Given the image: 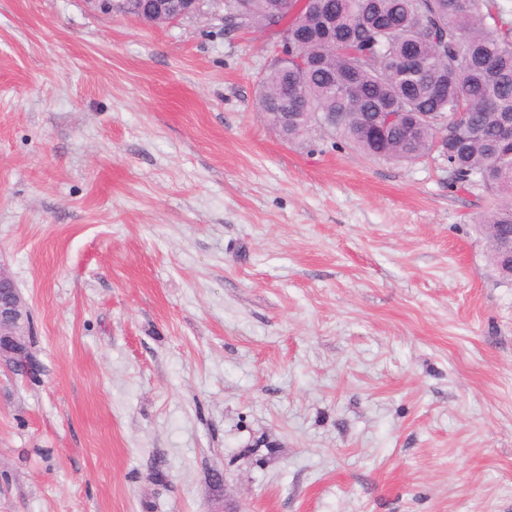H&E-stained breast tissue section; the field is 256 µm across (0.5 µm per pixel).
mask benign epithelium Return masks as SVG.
Returning <instances> with one entry per match:
<instances>
[{
	"label": "benign epithelium",
	"instance_id": "7a95c632",
	"mask_svg": "<svg viewBox=\"0 0 512 512\" xmlns=\"http://www.w3.org/2000/svg\"><path fill=\"white\" fill-rule=\"evenodd\" d=\"M100 10H119L138 17L142 22L158 26L181 18L197 15L204 0H87ZM336 116L315 114L311 129L324 136L333 135ZM491 247L507 261V268L500 269L504 278H512V240L499 238ZM32 314L28 300L16 287L9 271L0 265V368L14 374L33 378L37 374L36 361L30 351Z\"/></svg>",
	"mask_w": 512,
	"mask_h": 512
}]
</instances>
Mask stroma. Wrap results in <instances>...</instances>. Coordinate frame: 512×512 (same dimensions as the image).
<instances>
[{"label":"stroma","mask_w":512,"mask_h":512,"mask_svg":"<svg viewBox=\"0 0 512 512\" xmlns=\"http://www.w3.org/2000/svg\"><path fill=\"white\" fill-rule=\"evenodd\" d=\"M224 7L0 0V512H512V282L446 167L258 111ZM205 0H145L140 5L134 0H88L100 10H119L133 14L142 22L158 26L181 18L197 15ZM143 3V6L141 4ZM32 314L28 300L9 271L0 265V368L34 378L36 361L30 351Z\"/></svg>","instance_id":"1"}]
</instances>
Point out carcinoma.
I'll use <instances>...</instances> for the list:
<instances>
[{
  "label": "carcinoma",
  "instance_id": "1",
  "mask_svg": "<svg viewBox=\"0 0 512 512\" xmlns=\"http://www.w3.org/2000/svg\"><path fill=\"white\" fill-rule=\"evenodd\" d=\"M267 0H224V25L299 34L300 50L262 77L259 107L280 112L283 135L307 126L306 112L336 113V135L368 157L416 163L435 153L448 178L483 190L496 204L483 214L486 238L512 235V0H288L274 17ZM336 10V40L317 36L319 13ZM413 45L422 66L401 65ZM347 77L351 87L339 79ZM388 118L372 137L375 114ZM434 112L437 121H421Z\"/></svg>",
  "mask_w": 512,
  "mask_h": 512
}]
</instances>
